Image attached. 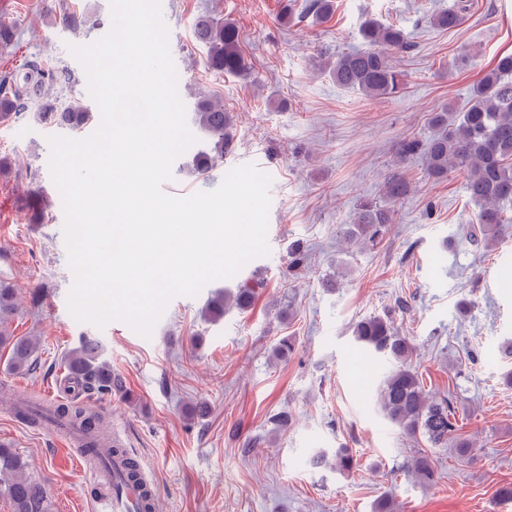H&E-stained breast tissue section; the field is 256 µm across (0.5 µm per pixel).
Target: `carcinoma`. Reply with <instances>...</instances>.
<instances>
[{"label":"carcinoma","mask_w":512,"mask_h":512,"mask_svg":"<svg viewBox=\"0 0 512 512\" xmlns=\"http://www.w3.org/2000/svg\"><path fill=\"white\" fill-rule=\"evenodd\" d=\"M333 10V0H312L310 12L319 23ZM468 5L458 4L430 18L440 29L453 30L464 21ZM196 43L205 48L206 65L217 72L238 75L245 70L239 29L230 19L200 13L193 21ZM364 48L341 52L319 64L321 71L336 85L359 91L370 99L390 98L405 89V71L394 63L395 55L407 53L411 43L404 31L376 19L364 20L359 29ZM70 83V76L38 61L26 63L22 72L0 76V122L21 113L27 101L36 98L37 120L56 128H81L91 113L78 102L66 103L54 92ZM193 123L210 139V149L193 160L191 173L201 176L224 162L234 150V119L224 111L223 99L215 93L196 98ZM433 134L425 141L410 139L401 144L399 157L405 161L422 151L426 172L435 178L462 168L467 171L466 192L478 206L469 227V239L475 246L491 249L498 243L502 225L512 224V54L500 56L494 67L473 86L467 107L456 117L437 112L431 119ZM412 190L409 179L399 172L384 182L386 200L397 202ZM394 211L385 205L366 202L360 205L353 223L343 232L347 243L364 249L378 245L393 223ZM255 289L245 286L235 294L211 301L209 318L224 315L233 305L244 310L250 306ZM16 309L15 291L0 280V347H9L8 370L29 371L35 361L38 341L30 336L16 338L6 328L7 318ZM355 341L383 356L391 364L376 392V405L382 416L410 439L424 438L434 448H443L453 440L456 453L469 458L474 448L471 441L457 433L451 419V403L425 389L418 372L410 364L412 344L401 335L387 317L370 316L359 320L353 328ZM72 379L82 389L102 394L122 390V380L112 374L103 360L100 342L84 337L66 358ZM20 411L36 422L40 419L67 422L80 427L87 437L86 447L101 448L99 417L88 407L72 402L50 408L28 400L21 401ZM21 457L0 445V495L10 499L14 512H50L45 486L26 473ZM411 472L423 481L434 478V462L428 453L412 459Z\"/></svg>","instance_id":"obj_1"}]
</instances>
